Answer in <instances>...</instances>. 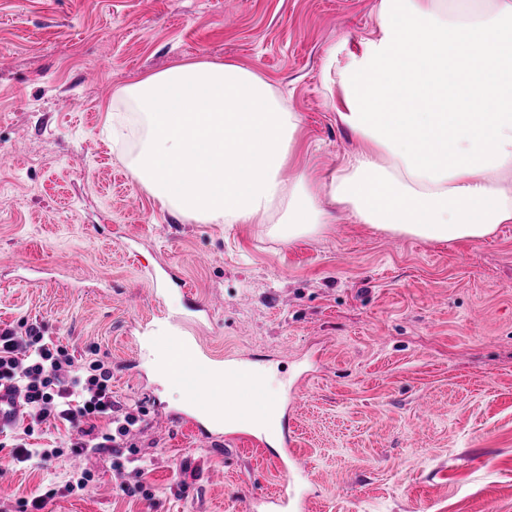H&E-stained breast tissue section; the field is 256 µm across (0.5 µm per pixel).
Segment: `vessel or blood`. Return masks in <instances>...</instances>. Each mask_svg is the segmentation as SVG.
Here are the masks:
<instances>
[{"label":"vessel or blood","mask_w":512,"mask_h":512,"mask_svg":"<svg viewBox=\"0 0 512 512\" xmlns=\"http://www.w3.org/2000/svg\"><path fill=\"white\" fill-rule=\"evenodd\" d=\"M172 346L188 350L189 359L175 370L185 389L181 412L159 411L155 417L162 423H188L204 439L224 431L225 444L247 438L256 439L259 423L277 424L279 403L265 398L263 384L240 364L222 360L204 349L198 338L172 337ZM237 399L232 410H225L224 401ZM21 410L16 392L0 387V427L14 421ZM305 495L281 491L278 495L256 498L252 506L257 512H305Z\"/></svg>","instance_id":"1"}]
</instances>
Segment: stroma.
I'll list each match as a JSON object with an SVG mask.
<instances>
[{
    "instance_id": "stroma-1",
    "label": "stroma",
    "mask_w": 512,
    "mask_h": 512,
    "mask_svg": "<svg viewBox=\"0 0 512 512\" xmlns=\"http://www.w3.org/2000/svg\"><path fill=\"white\" fill-rule=\"evenodd\" d=\"M377 0H0V328L36 321L76 359L108 356L112 398L143 411L133 463L83 457L35 470L0 448V512L42 482L43 512H246L286 483L308 512H512V224L435 243L340 220L281 240L264 224H195L132 176L133 143L106 128L120 88L188 59L264 76L300 117L290 164L333 171L357 147L336 73L377 30ZM186 283L150 298L151 279ZM180 321L220 356L264 368L266 395L299 401L280 439L224 447L163 427L179 410L161 328ZM193 475L180 482L178 469Z\"/></svg>"
}]
</instances>
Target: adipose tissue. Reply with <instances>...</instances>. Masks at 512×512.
<instances>
[{"instance_id":"ef3b65f1","label":"adipose tissue","mask_w":512,"mask_h":512,"mask_svg":"<svg viewBox=\"0 0 512 512\" xmlns=\"http://www.w3.org/2000/svg\"><path fill=\"white\" fill-rule=\"evenodd\" d=\"M378 30L336 74L357 149L333 173L288 170L300 125L268 81L185 60L122 87L112 136L172 214L266 224L286 241L337 211L399 236L480 241L512 223V0H380Z\"/></svg>"}]
</instances>
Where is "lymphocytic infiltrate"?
<instances>
[{"instance_id": "f902f5d3", "label": "lymphocytic infiltrate", "mask_w": 512, "mask_h": 512, "mask_svg": "<svg viewBox=\"0 0 512 512\" xmlns=\"http://www.w3.org/2000/svg\"><path fill=\"white\" fill-rule=\"evenodd\" d=\"M19 395L26 422L17 423L12 445L17 463L45 468L68 454L108 453L122 457V445L140 417L112 398V364L101 357L79 365L67 347L45 336L41 326L0 328V384ZM109 417L107 430L95 421ZM63 426V446L35 448L29 443L41 426Z\"/></svg>"}]
</instances>
